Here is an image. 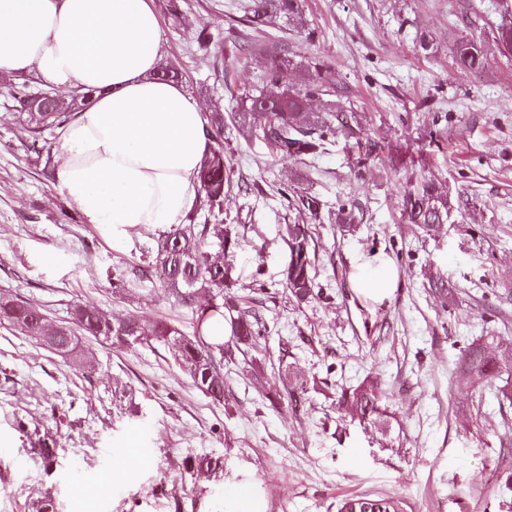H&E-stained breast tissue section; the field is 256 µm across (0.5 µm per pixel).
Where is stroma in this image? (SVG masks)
Masks as SVG:
<instances>
[{"label":"stroma","mask_w":512,"mask_h":512,"mask_svg":"<svg viewBox=\"0 0 512 512\" xmlns=\"http://www.w3.org/2000/svg\"><path fill=\"white\" fill-rule=\"evenodd\" d=\"M232 0H183L174 25L153 0L184 86L225 113L234 184L217 224L238 225L233 292L267 327L257 348L224 362V399L204 396L163 345L111 346L81 337L61 355L0 323V512H224V491L254 480L266 512H338L352 495H388L402 512H505L512 505V402L461 390L474 342L512 343V56L495 36L512 0H305L314 38H275L298 62L324 60L362 127L327 141L314 162L279 157L243 133L235 91L260 64L232 21ZM206 30L208 54L195 50ZM429 50H422L420 39ZM481 43L489 64L459 70L456 41ZM44 162L10 101L0 97V295L39 306L52 324L88 304L116 317L170 320L192 333L196 307L159 283L131 294L112 281L150 260L153 229L102 236L43 174ZM432 180L448 192V221L407 223L404 192ZM316 196L307 224L320 293L297 303L283 284L284 227L298 223L282 189ZM353 221L337 223L339 207ZM388 265L391 294L356 288ZM441 275L450 295L432 294ZM377 383L390 416L380 434L339 406L342 391ZM306 383L291 408L292 386ZM58 442L45 469L36 436ZM221 466L196 480L189 459Z\"/></svg>","instance_id":"1"}]
</instances>
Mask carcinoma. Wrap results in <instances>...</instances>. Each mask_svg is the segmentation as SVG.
Listing matches in <instances>:
<instances>
[{"instance_id":"obj_1","label":"carcinoma","mask_w":512,"mask_h":512,"mask_svg":"<svg viewBox=\"0 0 512 512\" xmlns=\"http://www.w3.org/2000/svg\"><path fill=\"white\" fill-rule=\"evenodd\" d=\"M241 11L240 23L255 33L277 29L284 20L297 31H306L307 38L314 37V30L306 27L304 0H246L241 4ZM245 45L261 58L257 82L237 92L239 112L234 119L249 136L266 141L281 157L292 160L322 153L329 138L339 132L347 138H357L353 109L342 101L343 95L336 89L334 74L327 64L315 60L302 65L289 56L286 47L271 48L251 36ZM497 45L501 51L512 49L511 10L501 16ZM455 62L462 71H476L488 65L481 46L470 39L457 44ZM0 89L4 97L13 101L19 116L25 117L36 139L46 129L66 125L88 98L83 93L79 100L70 101L68 107L61 110L51 104L33 109L27 104L31 97L27 83H9ZM320 98L325 101L323 111L308 112V101ZM232 176L233 171L224 158V146L217 142L200 170L196 206L187 215L186 223L159 235L153 260L131 269L140 283L159 281L179 304L191 305L203 292L211 295L210 305L196 316L192 334H185L167 320L134 316L114 320L94 306L78 305L72 312L73 326H61L55 337L48 338L46 334L51 328L42 310L6 295L0 296V321L66 355L77 350L74 342L77 330L113 345L123 346L127 341L147 345L162 343L172 350L179 367L198 390L215 401L224 400V345L231 343L238 350L254 348L261 336L256 313L234 295L224 293V289L234 287V254L229 246L239 237L237 227L199 223L201 213L222 210ZM281 194L301 216H313L320 208V201L311 194L290 196L285 190ZM405 197L408 223L429 232L448 220V195L435 183L407 190ZM284 232L289 249L285 287L297 301H306L315 296L316 288L309 257L310 230L306 224H287ZM295 243L299 245L296 252L293 251ZM224 328L229 329V335H216ZM460 368V388L476 391L490 386L503 374L512 372V345L474 344L463 355ZM340 403L346 412L361 421L378 429L387 428L374 382L366 381L343 394ZM36 444L39 458L46 465H53L58 450L56 439L40 436ZM219 466L216 459L200 458L188 464L187 469L201 479ZM360 501L384 502L389 512H399L396 498L367 494L345 498L339 512H345L350 503Z\"/></svg>"}]
</instances>
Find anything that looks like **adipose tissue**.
Returning <instances> with one entry per match:
<instances>
[{"label":"adipose tissue","instance_id":"obj_1","mask_svg":"<svg viewBox=\"0 0 512 512\" xmlns=\"http://www.w3.org/2000/svg\"><path fill=\"white\" fill-rule=\"evenodd\" d=\"M163 55L150 0H0V76L93 94L59 131L55 176L86 222L115 239L166 233L198 195L205 110L156 78Z\"/></svg>","mask_w":512,"mask_h":512}]
</instances>
